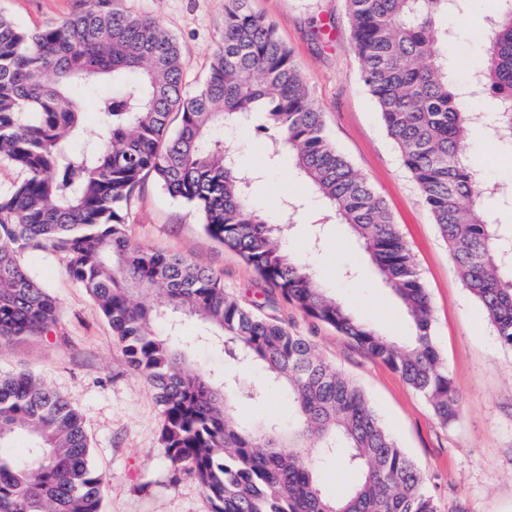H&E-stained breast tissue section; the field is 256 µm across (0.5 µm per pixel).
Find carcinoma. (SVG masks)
<instances>
[{"mask_svg":"<svg viewBox=\"0 0 512 512\" xmlns=\"http://www.w3.org/2000/svg\"><path fill=\"white\" fill-rule=\"evenodd\" d=\"M123 0H88L76 16L29 31L0 12V163L23 178L0 192V347L48 335L59 307L21 262L33 250L63 255L70 278L97 303L130 366L162 407L160 441L173 472L192 477L210 512H438L426 481L360 386L329 366L311 340L245 304L210 270L179 254L132 242L128 209L151 177L194 209L204 231L238 253L262 282L310 318L389 364L445 425L461 401L432 336V307L414 258L384 201L324 131L292 51L252 0H227L224 30L205 81L185 90L177 42ZM471 0H346L363 84L401 161L448 244L466 288L499 341L512 348V227L486 204L512 206V185L489 182L466 151L476 116L468 83L445 47L448 14ZM486 63L475 78L491 104L490 135L512 149V0H499L484 29ZM95 98L102 122L90 138L74 101ZM266 115L271 157L286 150L301 184L349 225L405 307L413 336L398 343L358 320L282 247L299 198L275 220L252 202L257 173L243 166L217 126L247 130ZM198 318L224 363L260 365L281 383L295 424L275 412L251 425L233 404L263 389L220 383L192 364L179 329ZM28 444L10 451L16 433ZM318 448L316 463L296 452ZM78 413L35 376H0V512H102L105 476L90 461ZM318 469L348 475L330 495Z\"/></svg>","mask_w":512,"mask_h":512,"instance_id":"obj_1","label":"carcinoma"}]
</instances>
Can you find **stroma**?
I'll list each match as a JSON object with an SVG mask.
<instances>
[{
    "instance_id": "obj_1",
    "label": "stroma",
    "mask_w": 512,
    "mask_h": 512,
    "mask_svg": "<svg viewBox=\"0 0 512 512\" xmlns=\"http://www.w3.org/2000/svg\"><path fill=\"white\" fill-rule=\"evenodd\" d=\"M224 5L225 0H125L129 12L157 18L176 37L192 88L209 72L224 26ZM85 7L84 0H0V12L30 30ZM253 7L275 25L298 61L324 113L329 138L368 180L402 232L430 296L435 344L462 399L459 418L442 425L396 371L336 329L306 316L296 303L276 299L267 315L290 322L314 342L326 363L360 385L424 474L438 512H512V349L499 342L465 288L361 81L345 0H254ZM497 9L498 0H473L463 18H449L455 36L448 42V61L460 79L483 67L479 34ZM253 124L248 135L221 126L213 135L244 166L261 172L255 202L271 212L294 187L296 175L288 155L271 161L266 119L256 116ZM467 151L487 180L512 183V168L501 165L504 153L484 127L473 130ZM325 216L324 205H304L284 247L360 319L391 338L410 336L400 301L345 225H327L322 245L313 247L316 227L326 224ZM128 234L132 242L185 255L213 271L225 291L242 302L263 297L265 286L253 268L209 237L194 210L153 178L145 179L131 206ZM22 262L56 297L59 321L48 336L1 347L0 375L29 371L79 411L93 462L106 476L104 512H209L201 486L168 466L154 391L129 365L96 302L68 276L66 259L36 250Z\"/></svg>"
}]
</instances>
